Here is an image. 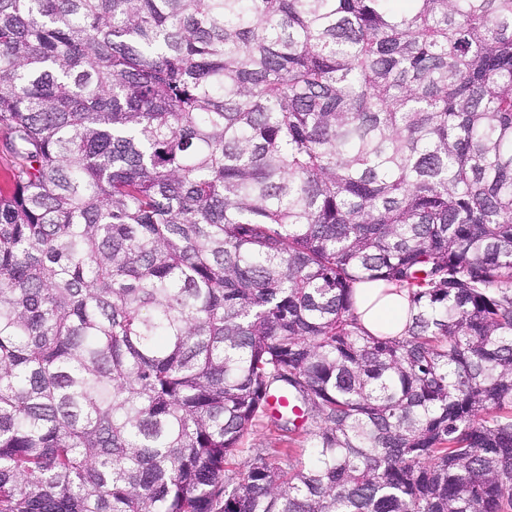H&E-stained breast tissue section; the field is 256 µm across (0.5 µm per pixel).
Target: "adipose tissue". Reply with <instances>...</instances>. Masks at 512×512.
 Instances as JSON below:
<instances>
[{
    "label": "adipose tissue",
    "instance_id": "1",
    "mask_svg": "<svg viewBox=\"0 0 512 512\" xmlns=\"http://www.w3.org/2000/svg\"><path fill=\"white\" fill-rule=\"evenodd\" d=\"M358 321L375 336L402 335L410 307L406 289L383 282H361L354 291Z\"/></svg>",
    "mask_w": 512,
    "mask_h": 512
}]
</instances>
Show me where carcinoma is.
<instances>
[{"label": "carcinoma", "mask_w": 512, "mask_h": 512, "mask_svg": "<svg viewBox=\"0 0 512 512\" xmlns=\"http://www.w3.org/2000/svg\"><path fill=\"white\" fill-rule=\"evenodd\" d=\"M0 137V512H512V0H0ZM358 321L373 336L404 333L410 307L408 291L384 282H361L354 291ZM260 425L255 428L254 432L246 441V448H303L307 442L305 440L308 436L298 437L295 444H290L288 441V432L278 431L274 428L269 429ZM305 437V438H304ZM304 441V442H302Z\"/></svg>", "instance_id": "cac0c4a2"}]
</instances>
